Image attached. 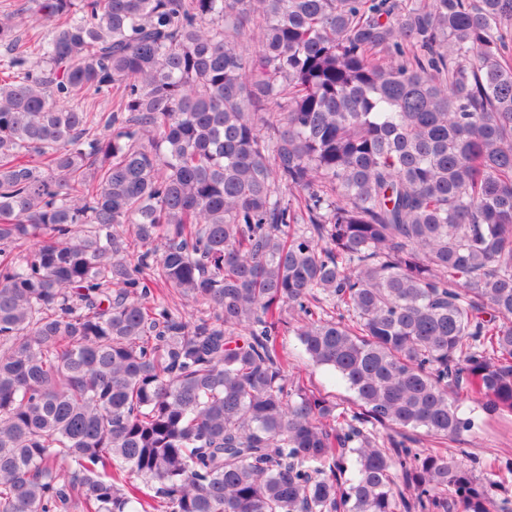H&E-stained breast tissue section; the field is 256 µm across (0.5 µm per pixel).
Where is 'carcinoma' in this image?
<instances>
[{
    "label": "carcinoma",
    "mask_w": 512,
    "mask_h": 512,
    "mask_svg": "<svg viewBox=\"0 0 512 512\" xmlns=\"http://www.w3.org/2000/svg\"><path fill=\"white\" fill-rule=\"evenodd\" d=\"M31 3L0 512H509L442 444L463 396L512 413V0ZM287 310L356 409L288 378ZM167 302L171 308L178 309L180 313L183 314L184 312H187L192 320H198L200 318L206 319L213 316V310L211 307L183 299L176 294L169 296Z\"/></svg>",
    "instance_id": "1"
}]
</instances>
